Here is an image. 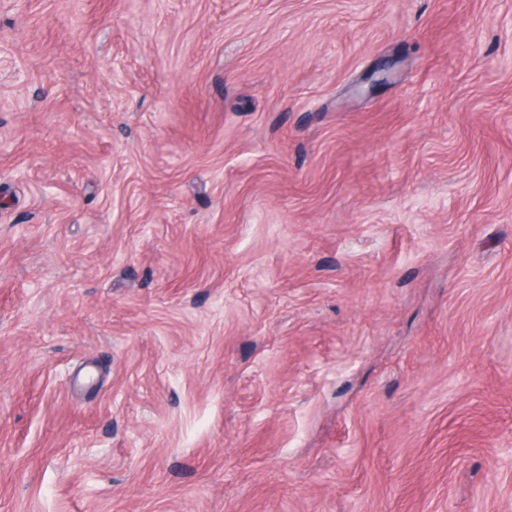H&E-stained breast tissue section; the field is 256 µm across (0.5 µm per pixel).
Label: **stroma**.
<instances>
[{
    "instance_id": "35a3bbf8",
    "label": "stroma",
    "mask_w": 512,
    "mask_h": 512,
    "mask_svg": "<svg viewBox=\"0 0 512 512\" xmlns=\"http://www.w3.org/2000/svg\"><path fill=\"white\" fill-rule=\"evenodd\" d=\"M0 512H512V0H0Z\"/></svg>"
}]
</instances>
